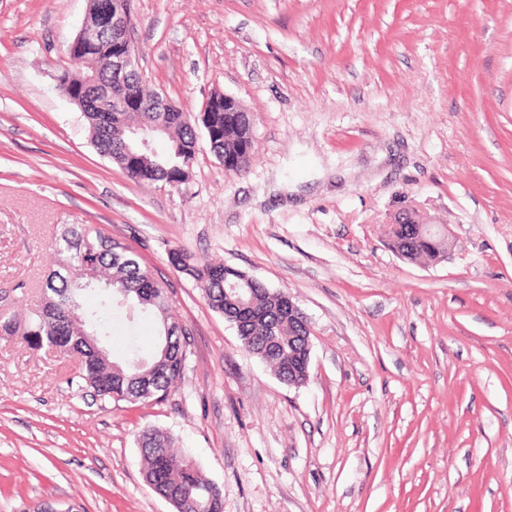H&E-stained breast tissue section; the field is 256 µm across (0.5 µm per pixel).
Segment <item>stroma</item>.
I'll list each match as a JSON object with an SVG mask.
<instances>
[{
	"label": "stroma",
	"instance_id": "1",
	"mask_svg": "<svg viewBox=\"0 0 512 512\" xmlns=\"http://www.w3.org/2000/svg\"><path fill=\"white\" fill-rule=\"evenodd\" d=\"M87 0H0V512H175L141 476L170 432L224 512H512V0H131L150 90L198 118L253 115L225 170L199 137L180 188L99 155L56 88ZM405 209L445 225L402 259ZM60 224L123 241L187 329L152 404L93 398L73 359L23 336ZM182 249L286 291L308 318L291 387L168 263Z\"/></svg>",
	"mask_w": 512,
	"mask_h": 512
}]
</instances>
